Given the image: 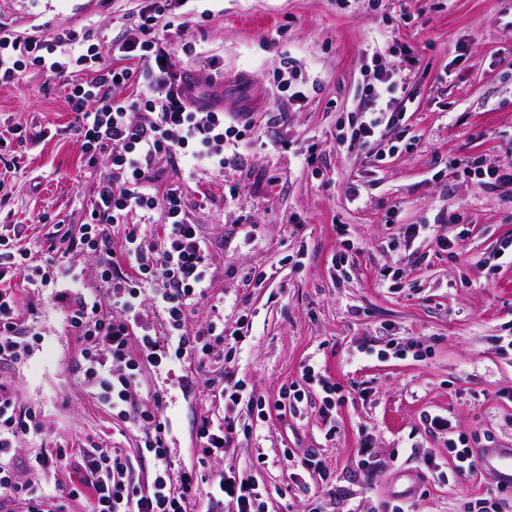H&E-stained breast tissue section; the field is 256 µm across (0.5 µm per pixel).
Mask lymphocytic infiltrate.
<instances>
[{"instance_id":"lymphocytic-infiltrate-1","label":"lymphocytic infiltrate","mask_w":512,"mask_h":512,"mask_svg":"<svg viewBox=\"0 0 512 512\" xmlns=\"http://www.w3.org/2000/svg\"><path fill=\"white\" fill-rule=\"evenodd\" d=\"M179 0H144L124 38L111 45L104 63L97 45L76 30L56 29L27 36H0V85L19 80L34 67L46 78L67 82L68 106L83 155L95 167L94 199L77 231L49 234V254L38 258L20 235L0 234V364L20 363L38 338L35 322L23 315L20 288L46 294L61 307L69 332L80 345L83 385L99 393L113 419L144 428L142 455L153 460L146 486L136 485L131 462L118 448L82 451L80 485L55 483L39 492L20 480L6 458L19 441L40 435L44 422L36 408L22 405L13 387L0 382V508L23 505L25 512H68L80 487L91 490L89 512H211L223 501L237 512H265L267 493L235 467L209 470L213 457L234 442L235 408L248 401L265 419L267 407L284 411L319 395L322 412L334 408L341 388L316 368L304 365L302 384L281 388L276 400L247 393L243 383L223 393L228 411L222 423L211 416L196 421L198 470L172 481L166 443L173 422L164 415L158 392L143 389V368L167 371L180 362L203 367L214 352L235 349L237 330L213 318L191 329L189 315L207 299L212 265L208 239L195 224L181 184L159 185L161 164L194 174L197 168L223 171L239 157L251 121H241L205 101L197 80L178 74L165 13ZM88 73L85 81L76 80ZM406 74L374 66L362 89L363 104L354 143L365 144L406 111ZM397 112H389L388 96ZM95 260L97 279L83 285L74 256ZM151 302L166 316V345L140 324V308ZM432 431L447 435L451 476L478 472L479 455L455 433L450 419L434 415Z\"/></svg>"}]
</instances>
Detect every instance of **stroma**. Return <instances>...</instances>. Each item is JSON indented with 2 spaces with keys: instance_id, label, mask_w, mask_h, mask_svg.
I'll list each match as a JSON object with an SVG mask.
<instances>
[{
  "instance_id": "obj_1",
  "label": "stroma",
  "mask_w": 512,
  "mask_h": 512,
  "mask_svg": "<svg viewBox=\"0 0 512 512\" xmlns=\"http://www.w3.org/2000/svg\"><path fill=\"white\" fill-rule=\"evenodd\" d=\"M140 0H0V23L17 35L72 28L111 59ZM174 43L195 44L189 73L227 113L254 127L238 165L185 182L186 202L213 254L209 298L189 317L213 313L248 324L235 357H213L202 371L145 372L163 391L175 428L167 440L173 475L195 463L196 414L220 420L213 387L237 381L269 399L300 382L317 361L343 389L330 420L309 398L293 414L271 411L256 431L242 426L227 459L254 469L268 492L266 512H336L318 474L293 475L283 449H315L339 484L353 489L361 512H382L409 498L416 512H464L477 497L497 495L484 473L458 480L427 471L423 456L445 460L448 447L426 418H450L477 447L512 443V359L496 351L512 334V259L496 258L512 240V185L481 188L474 169L512 168V0H183L169 15ZM381 47L382 65L405 53L413 98L381 142L358 150L347 141L361 108L366 51ZM290 60L310 91L296 105L275 96L276 68ZM68 90L28 69L0 87V138L11 142L13 168L0 164V225H17L22 243L46 256L49 225L86 220L95 172L70 129ZM284 114L271 127L267 111ZM32 140L14 139L15 128ZM358 184V202L348 200ZM206 209H196L200 197ZM400 224H432V238L392 243ZM263 270L262 287L248 286ZM41 339L25 361L0 366V379L23 405L44 416L47 433L19 442L11 460L21 477L49 490L75 475L80 449L98 444L130 457L137 484L151 459L140 457L144 432L112 420L80 383L77 345L60 311L39 306ZM335 437H327L328 428ZM373 437L382 472L367 477L354 459L362 433ZM68 448L67 468L30 474L31 456ZM263 464H256V457Z\"/></svg>"
}]
</instances>
